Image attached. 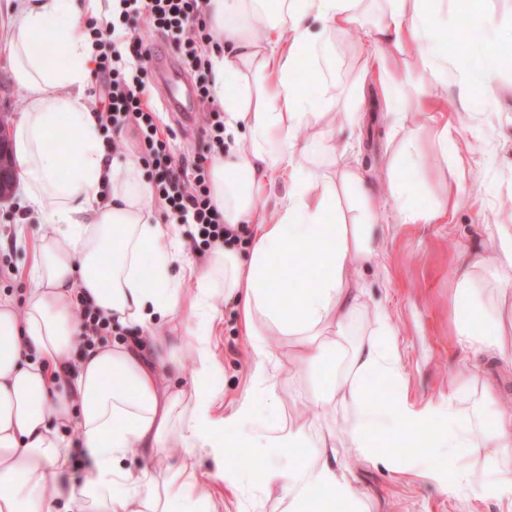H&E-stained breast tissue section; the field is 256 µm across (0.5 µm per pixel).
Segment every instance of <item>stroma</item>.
<instances>
[{"label": "stroma", "instance_id": "obj_1", "mask_svg": "<svg viewBox=\"0 0 512 512\" xmlns=\"http://www.w3.org/2000/svg\"><path fill=\"white\" fill-rule=\"evenodd\" d=\"M449 54H473L482 36L481 18L512 29V0H447ZM360 40L338 34L330 75L334 84L330 112L299 131L301 141L319 145L329 126H351L340 142L373 192L380 250L357 264L353 276L365 289V318L360 328L370 332L375 309L386 310L398 333L408 397L415 406L445 405L448 379L464 356L449 298L456 286L455 263L461 252L490 255L491 229L512 209V68L501 71L490 86L474 90L467 106L457 93L463 75L449 69L433 78L422 73L415 57L404 56L390 66L389 76L399 95L404 121L388 112L378 77L365 74ZM27 94L10 79L8 47L0 39V119L14 126ZM448 121L451 140L440 149L434 138L436 121ZM413 144L403 152V141ZM413 174V207L429 210L442 200L448 184L458 187V199L432 224L401 223L383 189L390 170ZM42 219L24 198L21 188L0 202V257L9 270L0 274V293L24 300L30 249ZM215 328L210 338L219 363L215 383L225 403H233L250 387L249 340L233 301L216 296ZM276 360L269 367L281 401L280 414L295 416L305 398L288 362L293 344L272 333ZM200 481L221 503L222 512H285L286 505L253 490L249 475L267 458L246 448L228 449L225 457L207 453L196 459ZM347 468L364 492L372 512H470L461 495L445 493L440 481L416 473L393 476L382 466L353 459ZM240 473L235 484L224 483L223 470Z\"/></svg>", "mask_w": 512, "mask_h": 512}]
</instances>
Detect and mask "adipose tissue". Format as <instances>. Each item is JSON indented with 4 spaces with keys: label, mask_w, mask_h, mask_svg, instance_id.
<instances>
[{
    "label": "adipose tissue",
    "mask_w": 512,
    "mask_h": 512,
    "mask_svg": "<svg viewBox=\"0 0 512 512\" xmlns=\"http://www.w3.org/2000/svg\"><path fill=\"white\" fill-rule=\"evenodd\" d=\"M119 0H19L7 30L9 71L27 103L12 130L20 185L46 229L38 238L23 302L0 294V512H218L200 485L193 457L224 456L230 448H277L281 455L255 472L265 495L290 512H367L342 451L380 455L394 474L416 464L428 477L444 475L449 492L494 499L512 512V403L491 389L474 395L472 377L457 373L445 408L414 409L405 391L399 342L385 312L374 313L368 338L351 326L364 290L353 278L358 262L380 241L374 222L342 224L332 208L336 182L363 189L345 151L332 147L323 168L305 164L309 145L298 130L317 119L319 100L296 75L304 65L331 64L339 33L370 19L367 66L415 53L423 71L442 74L447 17L441 0H206L212 36V90L224 100L229 134L245 142L214 157L212 205L225 224L248 225L247 252L224 245L203 264L186 241L162 223L154 189L133 151L108 156L103 130L88 105L97 46L89 18L111 21ZM265 20L256 40L252 22ZM229 51H222V44ZM236 82V96L225 97ZM285 178L287 197L275 209L268 186ZM413 177L392 174L388 194L406 224L435 222L447 204L420 212L408 207ZM496 272L480 280L481 258L461 255L450 299L458 332L478 351L512 366V337L504 334L500 297L512 291V224L496 227ZM180 265L183 274L171 268ZM193 291H186L185 283ZM85 295L113 322L140 329L143 344L120 338L77 350L73 302ZM235 299L249 338L253 390L224 407L214 383L209 344L216 319L211 300ZM296 340L297 371L317 379L308 412L279 420L280 398L267 369L268 332ZM191 386H179L185 357ZM398 391L374 401L372 378ZM342 413L334 429L328 413ZM185 454L165 467L131 470V450L149 462L170 444ZM306 448L304 465L293 462ZM481 466L472 463L473 454ZM91 463L78 483L67 481L74 456Z\"/></svg>",
    "instance_id": "adipose-tissue-1"
}]
</instances>
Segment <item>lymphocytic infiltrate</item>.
Returning a JSON list of instances; mask_svg holds the SVG:
<instances>
[{
    "instance_id": "1",
    "label": "lymphocytic infiltrate",
    "mask_w": 512,
    "mask_h": 512,
    "mask_svg": "<svg viewBox=\"0 0 512 512\" xmlns=\"http://www.w3.org/2000/svg\"><path fill=\"white\" fill-rule=\"evenodd\" d=\"M204 4L205 0H133L122 10L118 21L89 26L95 45L108 43L113 47L112 53L99 54L96 60V75L108 97L106 111L98 115L101 126L109 132L106 148L111 153L120 151L121 144L115 135L122 130L130 129L137 134L143 161L154 167L156 194L165 218L184 225L188 247L199 255L226 241L246 242L249 231L244 225L235 229L221 222L211 203L208 173L201 162L178 160L172 155L168 136L153 108L143 99V76L151 51L136 30V18L145 16L155 31L166 35L184 63L197 74L196 94L208 108L206 134L211 148L220 153L224 150V120L210 93L211 63L203 50L210 35L196 26L204 18ZM118 31L124 34V44L119 49L113 45ZM74 315L82 330L81 349L91 348L96 340L114 333L111 318L95 310L84 296L75 299Z\"/></svg>"
}]
</instances>
